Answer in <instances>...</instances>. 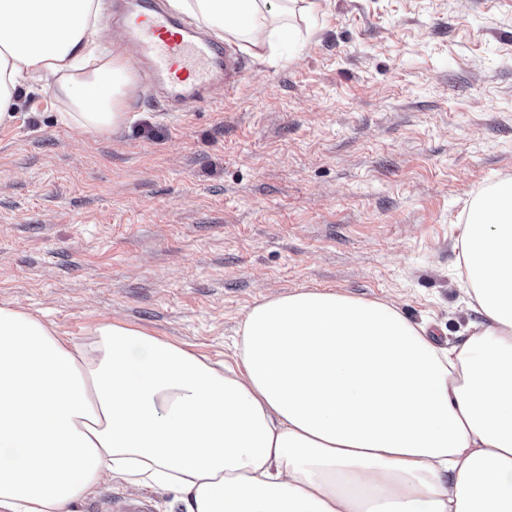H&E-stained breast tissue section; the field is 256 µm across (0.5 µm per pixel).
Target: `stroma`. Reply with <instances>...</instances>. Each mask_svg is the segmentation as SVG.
Masks as SVG:
<instances>
[{"label": "stroma", "mask_w": 512, "mask_h": 512, "mask_svg": "<svg viewBox=\"0 0 512 512\" xmlns=\"http://www.w3.org/2000/svg\"><path fill=\"white\" fill-rule=\"evenodd\" d=\"M310 38L237 88L166 112L140 85L112 134L51 87L0 127V305L84 340L118 319L231 361L267 295L384 301L457 343L473 192L512 174V0H320ZM174 494L115 481L76 512Z\"/></svg>", "instance_id": "1"}]
</instances>
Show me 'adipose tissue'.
<instances>
[{"label": "adipose tissue", "mask_w": 512, "mask_h": 512, "mask_svg": "<svg viewBox=\"0 0 512 512\" xmlns=\"http://www.w3.org/2000/svg\"><path fill=\"white\" fill-rule=\"evenodd\" d=\"M255 58L303 41L318 0H169ZM102 0H0V125L49 83L62 122L123 126L133 75L102 44ZM478 314L436 345L391 304L334 292L262 298L235 366L115 321L90 341L0 306V512H73L105 481L184 512H501L512 499V175L460 220Z\"/></svg>", "instance_id": "1"}]
</instances>
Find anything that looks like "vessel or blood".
<instances>
[{
  "instance_id": "obj_1",
  "label": "vessel or blood",
  "mask_w": 512,
  "mask_h": 512,
  "mask_svg": "<svg viewBox=\"0 0 512 512\" xmlns=\"http://www.w3.org/2000/svg\"><path fill=\"white\" fill-rule=\"evenodd\" d=\"M110 23L136 52L134 68L169 111L210 103L237 86L235 49L163 9L159 0H114Z\"/></svg>"
}]
</instances>
